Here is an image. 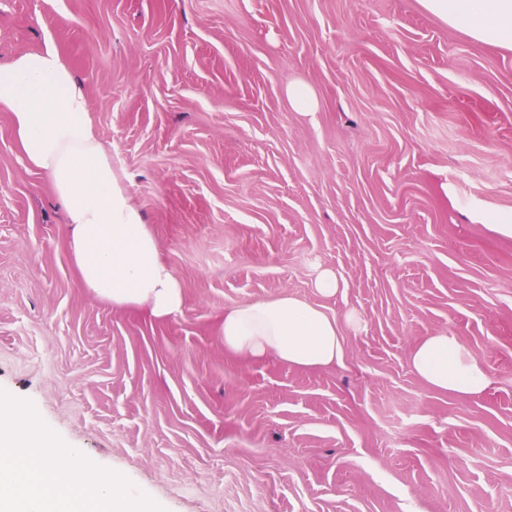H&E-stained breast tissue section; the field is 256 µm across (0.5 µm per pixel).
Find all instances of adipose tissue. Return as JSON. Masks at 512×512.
<instances>
[{
	"label": "adipose tissue",
	"mask_w": 512,
	"mask_h": 512,
	"mask_svg": "<svg viewBox=\"0 0 512 512\" xmlns=\"http://www.w3.org/2000/svg\"><path fill=\"white\" fill-rule=\"evenodd\" d=\"M431 13L472 39L512 47V0H422ZM0 110L9 112L24 160L51 181L70 228L81 283L113 307L138 308L163 320L182 311L185 296L158 242L133 203L112 156L96 135L90 101L74 71L52 46L0 64ZM225 350L319 368L344 356L336 318L282 296L235 305L221 326ZM409 365L431 388L477 395L485 367L462 342L441 331L412 348Z\"/></svg>",
	"instance_id": "adipose-tissue-1"
}]
</instances>
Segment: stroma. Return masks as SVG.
<instances>
[{
  "label": "stroma",
  "mask_w": 512,
  "mask_h": 512,
  "mask_svg": "<svg viewBox=\"0 0 512 512\" xmlns=\"http://www.w3.org/2000/svg\"><path fill=\"white\" fill-rule=\"evenodd\" d=\"M48 41L185 306L82 287L0 111V390L163 512H512V49L421 0H0V64ZM280 296L337 319L340 364L225 351V309ZM438 331L483 393L411 371ZM288 100L298 110L310 112L316 106L312 89L305 84H295L288 88Z\"/></svg>",
  "instance_id": "stroma-1"
}]
</instances>
